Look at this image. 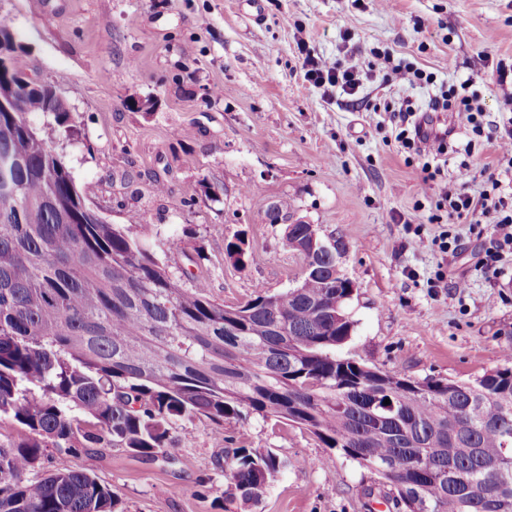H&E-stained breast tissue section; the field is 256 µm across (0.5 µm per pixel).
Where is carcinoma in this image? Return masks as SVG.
Instances as JSON below:
<instances>
[{"label": "carcinoma", "mask_w": 512, "mask_h": 512, "mask_svg": "<svg viewBox=\"0 0 512 512\" xmlns=\"http://www.w3.org/2000/svg\"><path fill=\"white\" fill-rule=\"evenodd\" d=\"M0 88L28 78L19 39ZM54 86L0 112V512H127L89 470L42 471L46 449L123 448L174 460L172 425L217 428L250 414L303 428L377 473L402 512H512V348L472 382L397 375L336 356L352 336L337 246L280 292L225 309L197 278L186 285L158 257L178 245L139 218L109 224L87 207L52 140L31 116L74 130ZM317 225L296 224L288 242ZM390 404H384V400ZM280 458L236 448L224 500L259 501Z\"/></svg>", "instance_id": "carcinoma-1"}]
</instances>
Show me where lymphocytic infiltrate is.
Returning <instances> with one entry per match:
<instances>
[{"label":"lymphocytic infiltrate","mask_w":512,"mask_h":512,"mask_svg":"<svg viewBox=\"0 0 512 512\" xmlns=\"http://www.w3.org/2000/svg\"><path fill=\"white\" fill-rule=\"evenodd\" d=\"M302 67L306 80L317 87H338L352 94L360 84L361 65L355 60L344 64L308 55L304 57ZM382 109L389 112L396 122V141L404 148L422 150L425 156L421 168L422 187L433 190L437 208L460 219L475 213L489 218L499 248L512 251V207L507 205L504 197L494 198L484 192L475 198L466 193L449 192L447 184L438 183V173L433 169L435 161L454 150L455 129L478 132L481 107L470 97L448 91L432 99L424 114L407 101H387ZM437 112L452 113L453 124L434 121L433 115Z\"/></svg>","instance_id":"1"}]
</instances>
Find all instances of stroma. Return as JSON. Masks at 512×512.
<instances>
[{"label":"stroma","instance_id":"35a3bbf8","mask_svg":"<svg viewBox=\"0 0 512 512\" xmlns=\"http://www.w3.org/2000/svg\"><path fill=\"white\" fill-rule=\"evenodd\" d=\"M0 21L19 34L30 78L68 102L77 135L55 146L76 184L93 185V207L110 223L139 216L182 238L160 256L169 270L205 279L228 306L260 286L290 288L305 260L268 217L287 199L290 219L345 245L354 330L338 357L419 381L469 382L500 365L512 346V254L485 269L491 224L431 223L422 158H408L389 115L365 105L407 98L423 110L450 88L477 95L483 132H459L472 151L449 154L443 176L476 197L490 172L512 194L495 133L512 118L495 73L512 65V0H0ZM304 30L317 56L365 61L387 49L431 80L400 87L376 71L352 95L313 86ZM464 162L479 172L465 185ZM445 232L457 247L443 253ZM239 238L237 262L226 246ZM172 434L169 463L51 448L43 467L93 469L128 512H224L223 470L245 446L283 466L260 502L233 512H396L376 473L289 422L251 415L218 431L198 418Z\"/></svg>","mask_w":512,"mask_h":512}]
</instances>
